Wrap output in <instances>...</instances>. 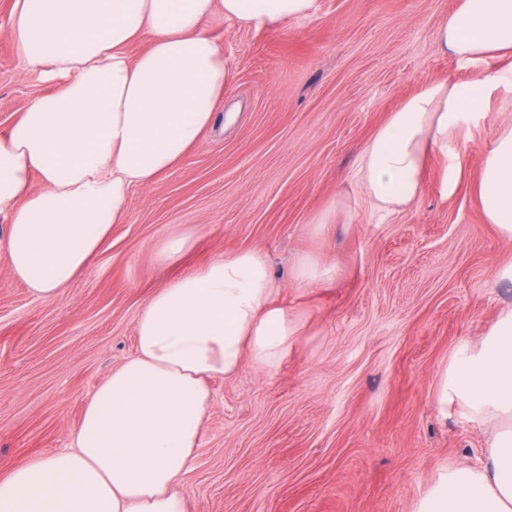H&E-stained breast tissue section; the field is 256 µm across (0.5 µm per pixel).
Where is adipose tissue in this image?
Here are the masks:
<instances>
[{
	"label": "adipose tissue",
	"mask_w": 512,
	"mask_h": 512,
	"mask_svg": "<svg viewBox=\"0 0 512 512\" xmlns=\"http://www.w3.org/2000/svg\"><path fill=\"white\" fill-rule=\"evenodd\" d=\"M315 0H15L13 38L52 91L0 132V249L36 297L64 292L122 223L133 188L174 169L216 119L229 73L214 27L305 17ZM148 37L130 56L128 46ZM438 44L477 76L421 85L362 150L353 179L373 213L421 193L427 155L455 143L468 116L510 92L512 0H460ZM487 223L512 239V121L480 167ZM257 249L214 259L157 289L135 353L90 394L74 446L0 477V512H190L176 485L194 460L207 382L244 362L277 368L297 328ZM440 411L486 438L479 463L449 465L416 512H512V306L461 341L438 377Z\"/></svg>",
	"instance_id": "obj_1"
}]
</instances>
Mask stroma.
Here are the masks:
<instances>
[{
    "mask_svg": "<svg viewBox=\"0 0 512 512\" xmlns=\"http://www.w3.org/2000/svg\"><path fill=\"white\" fill-rule=\"evenodd\" d=\"M458 3L316 0L268 28L225 22L215 35L230 79L213 127L132 191L91 267L37 298L0 251V475L71 447L85 399L133 355L155 290L251 248L267 254L300 334L279 367L209 380L181 483L190 512H415L448 465L476 458L481 429L441 415L435 388L457 344L512 303V283L494 279L512 240L486 223L478 191L501 95L465 126V154L430 152L404 212L373 216L353 180L405 98L474 76L438 48ZM13 4L0 0V130L51 89L12 37ZM182 234L191 250L161 267L159 249ZM304 255L335 264V279L297 286Z\"/></svg>",
    "mask_w": 512,
    "mask_h": 512,
    "instance_id": "stroma-1",
    "label": "stroma"
}]
</instances>
